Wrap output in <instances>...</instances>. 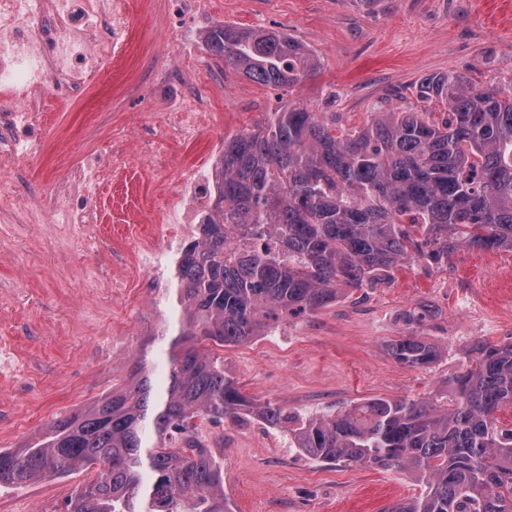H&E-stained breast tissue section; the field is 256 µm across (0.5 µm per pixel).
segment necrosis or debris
Here are the masks:
<instances>
[{
    "mask_svg": "<svg viewBox=\"0 0 512 512\" xmlns=\"http://www.w3.org/2000/svg\"><path fill=\"white\" fill-rule=\"evenodd\" d=\"M131 40L128 13L118 0H0V166L40 153L41 121L36 95L68 101L85 92ZM211 171L191 167L182 174L180 206L163 213L165 246L145 248L138 263L144 287H157L169 256L192 230V214L210 194Z\"/></svg>",
    "mask_w": 512,
    "mask_h": 512,
    "instance_id": "1",
    "label": "necrosis or debris"
}]
</instances>
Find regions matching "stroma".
Returning a JSON list of instances; mask_svg holds the SVG:
<instances>
[{
	"label": "stroma",
	"instance_id": "obj_1",
	"mask_svg": "<svg viewBox=\"0 0 512 512\" xmlns=\"http://www.w3.org/2000/svg\"><path fill=\"white\" fill-rule=\"evenodd\" d=\"M210 2L199 31L224 22L282 32L311 50L319 70L290 91L225 70L223 85L201 101L219 120L185 144L162 120L190 86L181 73L187 38L170 27L168 0H125L132 40L123 66L73 101L47 103L43 153L0 171L10 184L0 196V449L20 447L46 423L124 385L137 361L164 378L180 331L175 283L141 287L135 257L140 247H162L160 216L176 204L187 165L210 158L284 98L358 130L390 107L441 111L418 97L434 74L479 86L512 79V0ZM89 154L102 167L87 237L64 231L53 200L75 190ZM401 336L434 346V363L397 362L388 345ZM479 339L512 342V252L461 249L444 268L404 265L390 283L224 348V374L249 402L300 420L377 397L444 406L466 368L465 349ZM286 435L246 411L206 427V443L224 459L229 512H385L421 491L404 472L320 463L282 447ZM85 477L0 488V512H64Z\"/></svg>",
	"mask_w": 512,
	"mask_h": 512
}]
</instances>
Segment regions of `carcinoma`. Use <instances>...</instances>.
I'll list each match as a JSON object with an SVG mask.
<instances>
[{"mask_svg":"<svg viewBox=\"0 0 512 512\" xmlns=\"http://www.w3.org/2000/svg\"><path fill=\"white\" fill-rule=\"evenodd\" d=\"M203 42L263 86L291 89L318 69L302 43L265 30L217 23ZM419 89L444 117L389 110L349 130L334 112L286 102L225 139L209 211L177 260L182 329L164 380L138 364L123 387L0 451V487L84 470L64 512H226L224 462L198 427L248 407L315 459L411 473L419 496L388 512H512V427L500 421L512 413V343L474 342L445 407L373 398L296 427L224 377L219 350L272 321L387 283L410 262L440 266L460 247L512 252V80L432 75ZM389 351L417 369L437 356L416 336Z\"/></svg>","mask_w":512,"mask_h":512,"instance_id":"carcinoma-1","label":"carcinoma"}]
</instances>
